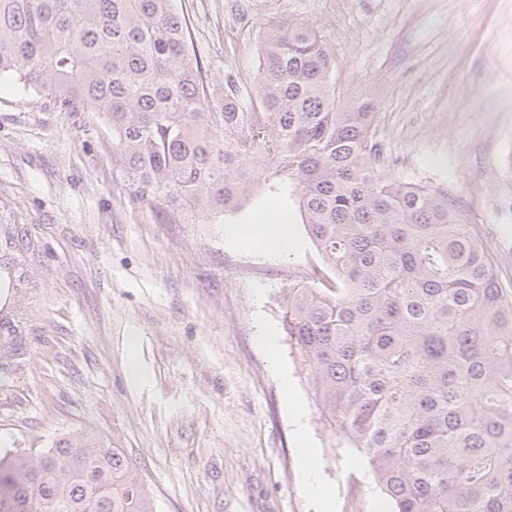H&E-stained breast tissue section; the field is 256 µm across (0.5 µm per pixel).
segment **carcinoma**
Returning <instances> with one entry per match:
<instances>
[{"instance_id":"obj_1","label":"carcinoma","mask_w":512,"mask_h":512,"mask_svg":"<svg viewBox=\"0 0 512 512\" xmlns=\"http://www.w3.org/2000/svg\"><path fill=\"white\" fill-rule=\"evenodd\" d=\"M176 0H0V84L96 112L130 194L224 223L254 189L298 206L325 269L283 326L340 442L394 512H512V292L447 193L380 163L373 113L336 107L308 22L260 30L257 77L216 95ZM0 512H156L125 450L87 433L0 457Z\"/></svg>"}]
</instances>
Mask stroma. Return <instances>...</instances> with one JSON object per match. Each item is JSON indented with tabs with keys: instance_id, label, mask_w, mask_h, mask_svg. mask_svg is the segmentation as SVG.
I'll return each mask as SVG.
<instances>
[{
	"instance_id": "1",
	"label": "stroma",
	"mask_w": 512,
	"mask_h": 512,
	"mask_svg": "<svg viewBox=\"0 0 512 512\" xmlns=\"http://www.w3.org/2000/svg\"><path fill=\"white\" fill-rule=\"evenodd\" d=\"M215 91L252 82L267 20L315 26L336 104L371 103L381 161L431 186L512 289V0H176ZM276 216L285 255L239 235ZM294 206L258 193L220 224L132 197L99 114L0 91V455L85 432L126 450L157 512H319L286 398L306 411L333 512L383 494L321 414L279 299L311 281ZM278 338L280 379L256 337Z\"/></svg>"
}]
</instances>
